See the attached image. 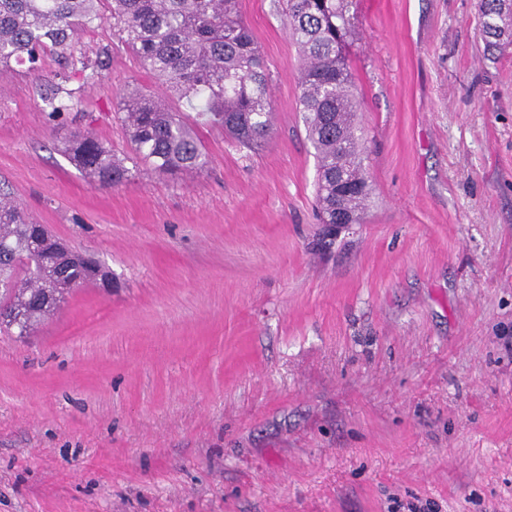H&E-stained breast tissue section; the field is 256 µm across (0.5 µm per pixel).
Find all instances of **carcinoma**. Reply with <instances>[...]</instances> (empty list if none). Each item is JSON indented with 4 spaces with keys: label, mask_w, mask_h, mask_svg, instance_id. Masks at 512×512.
<instances>
[{
    "label": "carcinoma",
    "mask_w": 512,
    "mask_h": 512,
    "mask_svg": "<svg viewBox=\"0 0 512 512\" xmlns=\"http://www.w3.org/2000/svg\"><path fill=\"white\" fill-rule=\"evenodd\" d=\"M108 4L109 16L101 5ZM352 0H286L285 16L302 60L300 103L307 112L308 139L317 159L320 221L346 216L358 223L371 188L354 117L358 101L343 49L351 34ZM481 39L493 55L512 46L503 35L512 0H478ZM164 89L157 97L137 90L122 94L116 107L128 128L130 156L152 171L174 176L203 169L208 157L198 126H219L250 148L271 128V100L264 62L244 23L239 0H0V75L13 65L39 73L46 53L74 56L81 35L104 22ZM177 98L203 109L195 123L167 104ZM49 120L68 125L73 99L50 97ZM64 155L94 185L112 188L129 180L125 159L90 132L69 129ZM20 208L0 195V333L24 339L67 302L77 288L112 280L88 268L71 252L61 262L53 235L36 222L5 216Z\"/></svg>",
    "instance_id": "obj_1"
}]
</instances>
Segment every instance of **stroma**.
<instances>
[{
	"label": "stroma",
	"instance_id": "1",
	"mask_svg": "<svg viewBox=\"0 0 512 512\" xmlns=\"http://www.w3.org/2000/svg\"><path fill=\"white\" fill-rule=\"evenodd\" d=\"M239 5L271 130L201 127L197 173L101 189L60 151L56 74L119 152V94L157 91L110 24L98 72L0 78V193L115 283L0 334V512H512V47L477 0H353L372 195L339 229L281 0ZM511 2L512 0L478 1V9L482 17L481 39L487 54L493 55L506 46H512L511 31L502 38L501 30L505 15L511 12Z\"/></svg>",
	"mask_w": 512,
	"mask_h": 512
}]
</instances>
